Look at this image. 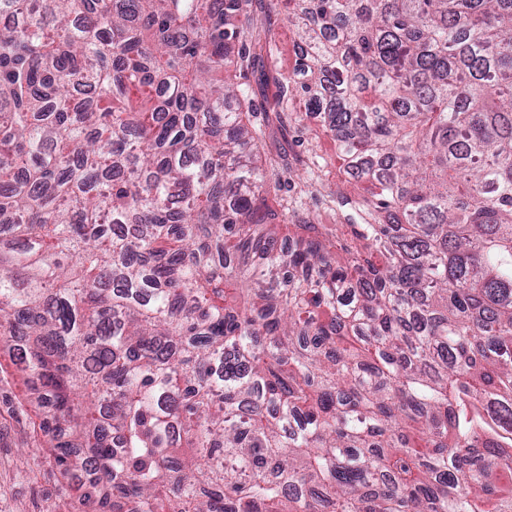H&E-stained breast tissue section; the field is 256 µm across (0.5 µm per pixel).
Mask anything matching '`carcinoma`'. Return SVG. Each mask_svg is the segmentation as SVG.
I'll list each match as a JSON object with an SVG mask.
<instances>
[{
    "label": "carcinoma",
    "instance_id": "1",
    "mask_svg": "<svg viewBox=\"0 0 512 512\" xmlns=\"http://www.w3.org/2000/svg\"><path fill=\"white\" fill-rule=\"evenodd\" d=\"M301 3L0 0V343L98 512H512V0ZM286 2H272L271 0L255 1V16L270 22L272 27L279 33V53L274 61L275 68L281 73L287 74L293 67L299 63V54L296 42L298 41L295 31L288 27L287 14L288 8L292 11L295 7L293 3L288 6ZM267 145L271 153H284L287 155L294 170L306 177V169L302 166L300 160H306L308 153L305 152L304 147L297 146V143L291 142V137H283L277 130L272 132L269 139H267ZM313 148L317 154L332 163L331 173L327 176L328 180L325 179L323 186L318 187L317 191L314 190L313 193L303 195L304 205L298 218L301 220L315 217L322 224H334L335 216L327 211L322 203L324 196L330 192L349 196L363 195L366 184L344 182L342 176L338 173L340 163L336 161L338 160L336 159V143L330 136L319 134V137L313 140Z\"/></svg>",
    "mask_w": 512,
    "mask_h": 512
}]
</instances>
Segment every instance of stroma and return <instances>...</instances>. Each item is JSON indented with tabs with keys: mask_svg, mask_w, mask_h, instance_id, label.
<instances>
[{
	"mask_svg": "<svg viewBox=\"0 0 512 512\" xmlns=\"http://www.w3.org/2000/svg\"><path fill=\"white\" fill-rule=\"evenodd\" d=\"M256 17L271 23L279 33V53L273 63L282 73L292 71L299 61L297 36L288 26V7L284 0H256ZM364 184L344 182L338 171H331L317 191L300 194L291 185L290 196H302L300 218H317L333 223L334 215L323 205L328 193L357 196ZM40 419L29 401L26 385L14 370L6 350L0 349V512H95L92 504L82 502L76 491L66 488L59 474L48 463L38 433Z\"/></svg>",
	"mask_w": 512,
	"mask_h": 512,
	"instance_id": "35a3bbf8",
	"label": "stroma"
}]
</instances>
